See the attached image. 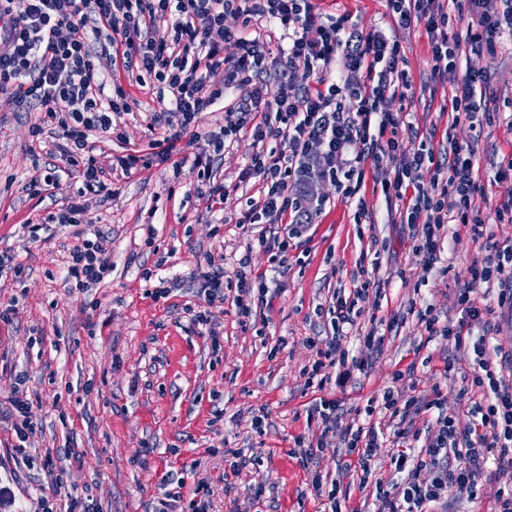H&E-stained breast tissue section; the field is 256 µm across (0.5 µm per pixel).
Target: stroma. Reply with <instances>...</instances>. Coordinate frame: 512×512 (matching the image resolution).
<instances>
[{
	"instance_id": "obj_1",
	"label": "stroma",
	"mask_w": 512,
	"mask_h": 512,
	"mask_svg": "<svg viewBox=\"0 0 512 512\" xmlns=\"http://www.w3.org/2000/svg\"><path fill=\"white\" fill-rule=\"evenodd\" d=\"M314 3L323 16H347L357 31L376 30L399 40L414 81L412 104L400 116L403 151H416L428 137L441 145L449 128L459 142L474 143L479 175L486 181L481 206L493 214L512 194V184L490 181L502 156L512 152V45L493 57L467 58L469 69L488 70L491 79L485 103L491 120L476 134L467 123H453L444 109L451 82L430 72L423 25L399 28L385 0ZM129 91L131 110L118 122L119 139L103 143L106 155L121 154L122 143L143 146L152 138L157 92L136 85ZM37 121V113L0 103V252H10L22 268L18 276L0 272V303L19 300L13 322L0 323V439L11 436L9 400L22 373L35 426L26 448H0V494L14 497L23 512H42L46 496L56 512L64 508L66 499L54 493L43 463L46 454L67 447L77 453L60 462L63 479L93 499L98 512H152L170 473L185 481L183 512H193L196 503L206 512H322L311 486L317 472L349 487L351 512H379L380 502L371 489H360V474L348 466L337 441L321 438L317 422L309 420L313 399L336 400L346 423L355 408L392 384L416 396L441 388L452 414L466 415L482 402L479 389L459 393L467 361L444 373L453 345L429 339L415 317L392 322L413 300L451 310L479 248L461 225H448L436 264L422 271L407 226L388 221L390 205L380 185L385 174L372 162L364 164L365 180L354 199L342 198L330 181L307 182L308 198L318 210L304 243L289 252L285 272L268 278L270 306L259 320L245 322L232 301L234 274L244 267L252 272L268 267L258 227L237 222L246 198L258 191L257 182L239 180L250 163L246 143L226 147L214 165L215 182L231 187L220 212L198 198L195 174L174 175L171 163L129 175L114 172L112 196L88 202L91 221L112 231V275L84 292L66 282V257L75 238L63 231L33 243L22 229L36 214L26 185L35 167L48 161L31 134ZM360 199L372 223H355ZM151 227L156 235L149 246ZM206 252L223 257L226 274L227 298L214 339L199 335L186 312L196 302L190 273L197 255ZM161 253L169 256L166 275L181 278L183 288L156 303L146 298L138 269L153 267ZM361 266L384 284L382 294L366 304L357 333L342 342L350 356L363 360L364 369L344 387L332 381L320 390L307 387L304 371L315 358L307 340L325 333L326 317L317 307L328 304L334 291L352 288ZM375 317L385 335L378 352L359 340ZM411 363L416 366L412 377L394 381L395 371ZM257 414L267 417L261 434L252 428ZM320 438L325 444L316 457L294 454L296 440L310 444ZM233 451L255 457L258 466L232 471L226 456ZM201 483L207 494L197 493Z\"/></svg>"
}]
</instances>
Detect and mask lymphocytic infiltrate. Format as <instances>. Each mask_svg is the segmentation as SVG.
<instances>
[{"mask_svg":"<svg viewBox=\"0 0 512 512\" xmlns=\"http://www.w3.org/2000/svg\"><path fill=\"white\" fill-rule=\"evenodd\" d=\"M22 10H15V2ZM401 28L424 25L430 45L433 75L452 76L450 110L455 120L480 128L488 90L484 71L462 67L471 53L497 54L512 39V0H386ZM468 16L465 31L449 32L452 12ZM235 16L243 27L265 24L288 36L286 47L268 57L261 37L246 38L224 25ZM233 52H226V45ZM106 50L111 69L134 77L138 86L154 78L167 108L153 112L154 134L146 149H131L111 158L98 153L97 142L112 136L115 116L129 109V93L116 86L105 95L97 50ZM363 74L357 84L335 78L337 64ZM278 71L280 89L274 100L265 97L268 70ZM222 82H212L214 74ZM412 88L398 41L377 31L361 33L344 19H324L313 0H0V98L16 110L39 113L33 135L53 123L61 142L60 163H48L29 182L32 195L59 189L62 179L79 187L66 204L39 216L34 230L72 227L80 242L70 253L67 278L81 289L100 286L112 271L109 234L92 227L87 201L108 198L107 173H123L152 162H172L181 139L196 145L191 168L205 187L198 195L211 207L223 205L227 188L213 182V167L226 142L249 141L250 163L241 180L258 179L257 197L247 198L240 223L258 224L260 246L270 254L272 272H283L288 251L311 221L306 195L300 189L309 173L335 183L343 198L361 187L363 163L391 167L394 176L382 184L386 200L400 202L399 221L409 225L422 270H430L440 250L445 226L467 227L483 253L470 267V279L454 296L460 319L443 317L433 305L416 311L432 336L453 342L456 350L473 353L471 382L486 398L472 407L468 423L444 408L441 390L428 397L403 398L385 388L370 397L361 420L339 422L335 401L319 399L309 415L322 431L334 434L345 456L355 458L361 485H373L385 512H441L450 494L474 493L477 480L494 462L497 470L512 469V380L502 365L512 356L491 348L486 335H473L471 325L494 313L478 306L479 288H498L497 304L512 293V240L500 243L488 230L478 201L485 187L476 170L473 144L449 140L444 151L423 144L405 154L399 144L397 113L388 104L406 102ZM229 91L240 94L236 121L204 130L211 107ZM365 155L350 156L353 143ZM314 160L307 169L306 160ZM173 164L181 173V163ZM197 309L190 320L200 333H213L214 311L224 305V264L208 254L197 266ZM374 283L360 272L348 294L336 297L327 313L323 348L307 369L308 383L324 387L327 367H337V385H345L359 361L349 360L341 340L356 326ZM496 304V305H497ZM434 412L435 433L427 435L416 454L392 457L395 476L375 478V454L383 431L376 416L394 422L395 439L413 434L414 415Z\"/></svg>","mask_w":512,"mask_h":512,"instance_id":"lymphocytic-infiltrate-1","label":"lymphocytic infiltrate"}]
</instances>
